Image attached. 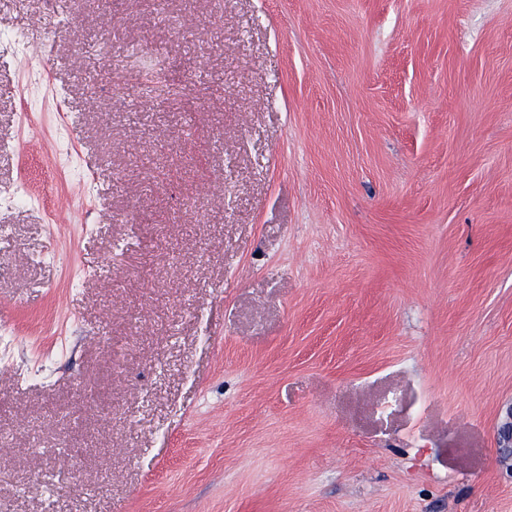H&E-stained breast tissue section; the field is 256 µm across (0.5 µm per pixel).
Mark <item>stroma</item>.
Masks as SVG:
<instances>
[{
  "mask_svg": "<svg viewBox=\"0 0 512 512\" xmlns=\"http://www.w3.org/2000/svg\"><path fill=\"white\" fill-rule=\"evenodd\" d=\"M67 8L0 0V512H512V0Z\"/></svg>",
  "mask_w": 512,
  "mask_h": 512,
  "instance_id": "obj_1",
  "label": "stroma"
}]
</instances>
